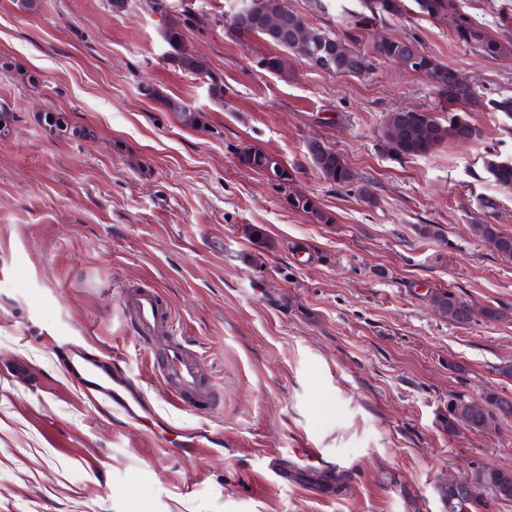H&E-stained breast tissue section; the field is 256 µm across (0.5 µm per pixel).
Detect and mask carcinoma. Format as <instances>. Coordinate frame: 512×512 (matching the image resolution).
Returning a JSON list of instances; mask_svg holds the SVG:
<instances>
[{"instance_id":"carcinoma-1","label":"carcinoma","mask_w":512,"mask_h":512,"mask_svg":"<svg viewBox=\"0 0 512 512\" xmlns=\"http://www.w3.org/2000/svg\"><path fill=\"white\" fill-rule=\"evenodd\" d=\"M413 2L419 12L446 23L456 39L470 51L491 59L512 55V37L505 35L500 38L491 35L480 23L462 10L458 0H413ZM362 3L373 16L381 12L388 14L398 12L403 6V0H362ZM229 33L268 39L262 20L258 16L242 26L231 24ZM164 40L169 47L167 60L181 70L192 74L202 71L199 60L185 44L180 25L169 24L165 30ZM357 43L359 38L356 34L336 36L322 31L318 41L314 42V46L317 55L329 56L335 60L336 67L332 70L334 74L346 73L347 66L353 61L367 72L372 67L371 56L355 47ZM270 44L281 52L285 50L282 41L272 39ZM420 75L437 90L443 103L442 111L448 113V118L443 119L430 110L420 113L413 110L388 113L382 127L381 140L385 148L395 141L401 143V152L396 154L398 158L425 156L445 141L466 143L479 135L478 129L469 120L470 109L478 107L481 103L475 89L457 85L454 69L430 54L422 59ZM158 100L163 107L178 115L181 121L191 127L199 125L203 118L200 112L187 105L164 96L158 97ZM43 121L52 132L69 133L73 136L80 134L77 128L69 127V122L62 112H56L50 118L46 116ZM308 151L315 169L331 184L345 187L360 181L358 175L334 149L327 146L321 149L311 143L308 145ZM238 152L248 158L254 157L260 174L264 175L267 170H272L273 178L270 182L283 194V199L289 208L306 214L315 223H334V217L323 210L314 198L292 189L293 171L289 170L281 159L274 160L270 165L268 158L263 155V150L253 145L241 146ZM486 167L498 186L512 190V160L491 159L487 161ZM471 230L498 255L512 259V235L501 233L494 224L477 223L472 225ZM431 301L443 309L444 317L451 323L469 324L476 316L473 306L450 290L434 292L431 295ZM481 402L482 405L479 406L472 403V399L465 394L456 395L448 402V417L442 421V430L453 433L459 428H464L481 434L492 428L504 413L512 414V405H508L507 410H502V401L494 391L483 394ZM472 472L473 481L470 492L466 495L465 508L459 509L458 512H473V509L481 505L482 499L486 496L495 501L512 503V471L482 465L472 468Z\"/></svg>"}]
</instances>
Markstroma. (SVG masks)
<instances>
[{
    "instance_id": "obj_1",
    "label": "stroma",
    "mask_w": 512,
    "mask_h": 512,
    "mask_svg": "<svg viewBox=\"0 0 512 512\" xmlns=\"http://www.w3.org/2000/svg\"><path fill=\"white\" fill-rule=\"evenodd\" d=\"M494 36L512 32V0H459ZM313 28L346 33L360 0H287ZM236 0H39L20 12L0 0V512H442L435 482L477 464L512 466V419L495 431L448 434L458 393L512 392V260L472 235L512 234V191L484 161L512 159V58L489 59L447 25L408 6L370 20L372 36L417 40L471 80L480 135L432 153L382 151L387 113L440 109L428 82L374 58L369 73L329 74L289 56L268 72L273 45L226 33ZM184 21L188 46L224 82L167 59L164 29ZM36 83H29V75ZM201 111L183 126L145 89ZM65 113L83 137L43 122ZM342 154L369 186L326 182L307 145ZM255 145L294 171V187L331 213L316 224L288 207L236 150ZM361 184V185H362ZM431 224L441 239L419 232ZM260 226L263 249L248 230ZM155 291L196 350L217 405L192 410L137 342L120 291ZM450 290L495 321L454 325L430 304ZM79 342L117 358L159 415L133 424L91 399L62 366ZM224 444L186 454L177 431ZM347 471L327 495L281 478L275 462L308 468L302 449Z\"/></svg>"
}]
</instances>
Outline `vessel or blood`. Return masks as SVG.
I'll use <instances>...</instances> for the list:
<instances>
[{
	"label": "vessel or blood",
	"mask_w": 512,
	"mask_h": 512,
	"mask_svg": "<svg viewBox=\"0 0 512 512\" xmlns=\"http://www.w3.org/2000/svg\"><path fill=\"white\" fill-rule=\"evenodd\" d=\"M131 302L140 339L162 352L164 367L176 378L181 393L195 395L198 408L209 407L210 395L198 391L196 363L188 357L174 319L164 311L157 295L150 290H140L132 294ZM66 369L90 395L106 399L131 422L154 418V409L140 387L114 377L110 359L74 343L67 350Z\"/></svg>",
	"instance_id": "obj_1"
}]
</instances>
